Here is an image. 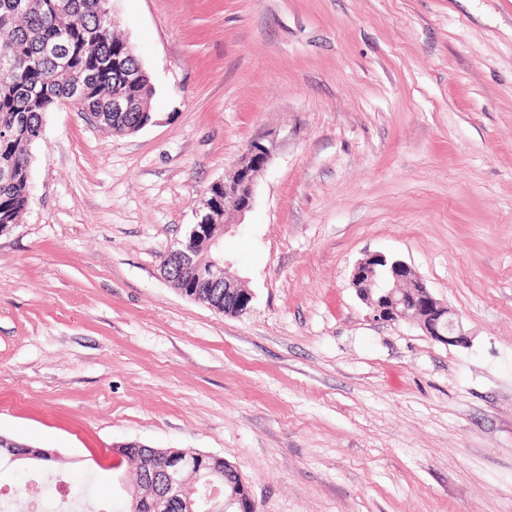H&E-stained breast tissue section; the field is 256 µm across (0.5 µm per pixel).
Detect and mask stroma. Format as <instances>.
<instances>
[{
	"mask_svg": "<svg viewBox=\"0 0 512 512\" xmlns=\"http://www.w3.org/2000/svg\"><path fill=\"white\" fill-rule=\"evenodd\" d=\"M153 121L47 113L0 235V434L126 504L115 444L236 465L256 512H512V0H112ZM275 142L230 316L163 279L194 203ZM402 260L469 334L379 323Z\"/></svg>",
	"mask_w": 512,
	"mask_h": 512,
	"instance_id": "35a3bbf8",
	"label": "stroma"
}]
</instances>
